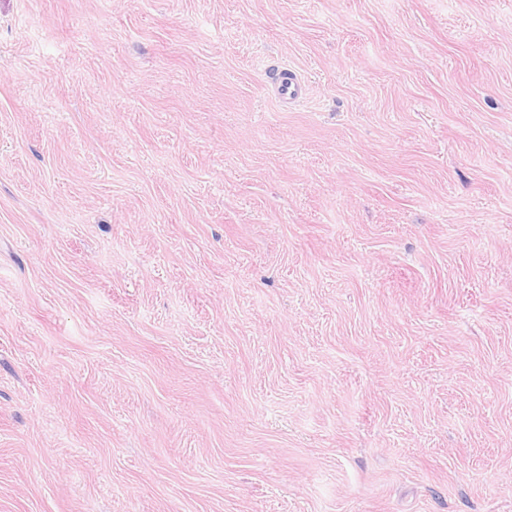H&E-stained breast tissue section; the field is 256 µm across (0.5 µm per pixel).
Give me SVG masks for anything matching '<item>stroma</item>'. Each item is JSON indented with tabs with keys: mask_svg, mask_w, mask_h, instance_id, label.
Listing matches in <instances>:
<instances>
[{
	"mask_svg": "<svg viewBox=\"0 0 512 512\" xmlns=\"http://www.w3.org/2000/svg\"><path fill=\"white\" fill-rule=\"evenodd\" d=\"M0 512H512V0H0ZM306 94V81L302 74L284 67L275 75L272 95L279 104L289 105L301 101Z\"/></svg>",
	"mask_w": 512,
	"mask_h": 512,
	"instance_id": "stroma-1",
	"label": "stroma"
}]
</instances>
